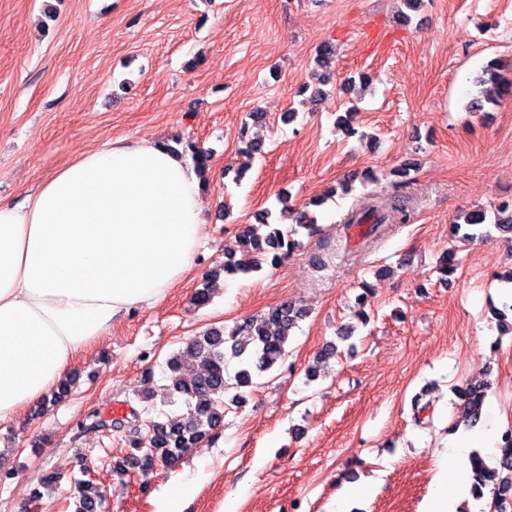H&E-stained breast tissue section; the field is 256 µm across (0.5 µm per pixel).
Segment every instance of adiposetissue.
<instances>
[{
	"label": "adipose tissue",
	"instance_id": "ef3b65f1",
	"mask_svg": "<svg viewBox=\"0 0 512 512\" xmlns=\"http://www.w3.org/2000/svg\"><path fill=\"white\" fill-rule=\"evenodd\" d=\"M203 211L192 163L147 139L84 151L23 201L0 198V421L192 271Z\"/></svg>",
	"mask_w": 512,
	"mask_h": 512
}]
</instances>
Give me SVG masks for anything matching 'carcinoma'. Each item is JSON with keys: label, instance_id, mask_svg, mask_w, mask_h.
I'll return each mask as SVG.
<instances>
[{"label": "carcinoma", "instance_id": "obj_1", "mask_svg": "<svg viewBox=\"0 0 512 512\" xmlns=\"http://www.w3.org/2000/svg\"><path fill=\"white\" fill-rule=\"evenodd\" d=\"M477 84H489L491 88L481 97L472 99L470 108L481 111L484 104H496L502 96L512 95V75L503 71L501 63L492 60L482 70ZM294 225L272 224L264 238L255 236L250 226L244 225L237 234V249H226L223 272L226 274L248 275L261 269L259 254L271 256L270 264L275 265L287 258L299 246L295 239L298 229L314 230L315 220L302 212L292 216ZM409 214L401 201L396 199L382 210L376 206L353 209L345 224L362 228V242H374L384 235L387 224H405ZM466 225L465 236L472 240L492 242L496 234L512 231V200L500 202L492 214L484 209H475L463 216V223L455 224L458 231ZM220 272L213 271L207 277L203 287L193 297L197 306L209 304L215 292L214 282ZM305 316L302 308L290 301H284L271 308L267 313L252 317L236 325L229 333L224 329L211 327L202 334L186 342L181 352L171 357L167 366L170 371V384L167 388L170 400L182 401L188 410V416H174L164 422H153L148 438V448L142 449L134 442L135 453L131 457L152 465L161 462L173 466L180 462L186 453L201 446L210 438V431L224 418L225 394L232 387L238 389L230 402L240 404L244 401L239 389L252 385L253 376L272 369L287 355L286 346L298 322ZM239 359L241 368L235 373V383L225 380L226 350ZM488 384H466L455 388L462 409V422L470 429L476 426L482 417ZM474 476L482 477L488 472L498 478L493 489L496 502L506 503L512 495V438L504 437L500 444L497 466L491 468L485 457L476 451L470 457ZM74 512H104L107 509L104 492L100 485L91 480L78 479L74 483Z\"/></svg>", "mask_w": 512, "mask_h": 512}]
</instances>
